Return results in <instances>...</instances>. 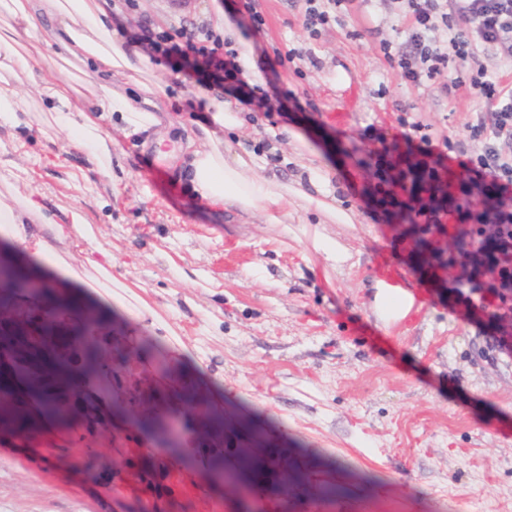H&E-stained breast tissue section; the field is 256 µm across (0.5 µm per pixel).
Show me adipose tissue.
Wrapping results in <instances>:
<instances>
[{"instance_id":"ef3b65f1","label":"adipose tissue","mask_w":512,"mask_h":512,"mask_svg":"<svg viewBox=\"0 0 512 512\" xmlns=\"http://www.w3.org/2000/svg\"><path fill=\"white\" fill-rule=\"evenodd\" d=\"M0 11L10 18L6 34L0 35V85L9 84L17 69H34L47 59L62 54H84L92 58L99 74L107 77L131 71L143 74L145 58L139 51H127L111 24V14L100 0H0ZM48 12L58 23L57 45L26 51L24 45L36 35L39 12ZM72 79L62 74L58 83L47 87L46 94L54 103L55 121L64 130L75 132L92 158L107 153L104 135L106 124L120 119L127 129L137 133L156 124L152 111L128 97L116 93L109 84H100L98 111L89 112L73 103ZM206 98L213 114V126L204 133L190 132L185 151L191 157L193 190L201 198L220 206L243 212L260 211L273 224L287 218L294 205L287 185L246 175L241 159L224 156L222 128H236L240 119L228 102L213 97L209 90L197 89ZM64 225L49 221L28 223L24 211L0 203V234L16 248L31 251L33 257L49 272L73 277L71 268L63 265L53 246L54 239L65 233Z\"/></svg>"}]
</instances>
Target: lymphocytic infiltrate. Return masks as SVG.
I'll use <instances>...</instances> for the list:
<instances>
[{
  "instance_id": "1",
  "label": "lymphocytic infiltrate",
  "mask_w": 512,
  "mask_h": 512,
  "mask_svg": "<svg viewBox=\"0 0 512 512\" xmlns=\"http://www.w3.org/2000/svg\"><path fill=\"white\" fill-rule=\"evenodd\" d=\"M309 39H318L340 23L352 0H298ZM404 40L383 38L378 49L401 85L421 88L440 81L444 93L464 92L485 117L464 122L477 151L462 162L466 177L448 189V205L433 207L440 184L437 166L401 171L402 189L415 217L426 224L466 225L468 250L481 255L485 244L499 254L496 288L512 298V77L488 69L486 51L512 54V0H399ZM150 63L173 75L222 88L244 107H268L261 85L245 88L237 63L239 52L210 24L180 23L156 27L141 18L133 32Z\"/></svg>"
}]
</instances>
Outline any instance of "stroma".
<instances>
[{
  "mask_svg": "<svg viewBox=\"0 0 512 512\" xmlns=\"http://www.w3.org/2000/svg\"><path fill=\"white\" fill-rule=\"evenodd\" d=\"M256 4L265 20L258 30L240 0H185L180 9L139 0V11L160 26L232 24L234 42L253 58L307 43L321 59L318 68L302 60L257 76L297 95L271 101L279 161L247 169L296 190L284 224L197 197L181 159L144 178L157 134L169 152L184 141L191 115L174 106L192 97L195 81L176 87L165 66H150L146 83L165 88L159 125L112 128L99 165L59 130L38 93L58 80L57 64L13 82L28 116L19 127L0 124V172H14L0 180V201L34 200L61 224L80 212L96 246L112 254L113 296L108 311L92 298L95 270L61 240L57 251L83 286L58 282L61 305L12 298L18 321H0V336L48 325L75 337L64 365L80 388L89 378L86 340L117 337L112 411L121 432L103 435L101 456L60 468L56 481L45 464L52 447L22 444L23 430L0 423V512H143L148 492L124 467L133 451L175 466L167 512H512V354L485 353L502 333L470 286H433L416 269L409 222L379 204L357 164L392 146L407 152L396 104L448 136L455 161L478 147L462 124L479 110L434 84L400 85L377 48L400 30L392 0H354L342 24L314 42L293 0ZM370 124L385 141L365 137ZM329 239L344 262L327 260ZM381 281L413 295L405 316H380ZM134 295L149 312L129 307ZM171 335L188 349L177 372ZM156 383L163 411L146 434L129 417L146 408Z\"/></svg>",
  "mask_w": 512,
  "mask_h": 512,
  "instance_id": "35a3bbf8",
  "label": "stroma"
}]
</instances>
